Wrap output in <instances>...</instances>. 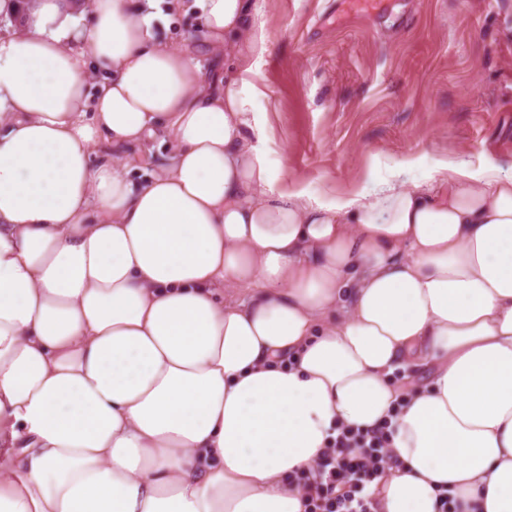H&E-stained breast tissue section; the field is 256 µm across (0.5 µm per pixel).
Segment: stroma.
Listing matches in <instances>:
<instances>
[{
  "instance_id": "35a3bbf8",
  "label": "stroma",
  "mask_w": 512,
  "mask_h": 512,
  "mask_svg": "<svg viewBox=\"0 0 512 512\" xmlns=\"http://www.w3.org/2000/svg\"><path fill=\"white\" fill-rule=\"evenodd\" d=\"M269 51L257 62L260 143L280 185L323 201L371 195L403 171L429 186L460 157L512 175V0H256ZM175 13L155 35L190 50L204 76L223 61Z\"/></svg>"
}]
</instances>
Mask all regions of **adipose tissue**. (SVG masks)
Masks as SVG:
<instances>
[{
  "instance_id": "ef3b65f1",
  "label": "adipose tissue",
  "mask_w": 512,
  "mask_h": 512,
  "mask_svg": "<svg viewBox=\"0 0 512 512\" xmlns=\"http://www.w3.org/2000/svg\"><path fill=\"white\" fill-rule=\"evenodd\" d=\"M193 6L235 75L157 0H0V512H305L338 428L384 423L378 512H512V175L278 188L252 0ZM169 14L171 15L170 24L156 23L153 28L154 34L176 46L190 49V53L200 62L205 77L213 76L216 71H221L223 74L224 58L216 61L194 44L200 25L199 18L191 12ZM164 155L159 148V141L155 140L128 148L122 159L132 166L134 179L143 181L150 172L163 163Z\"/></svg>"
}]
</instances>
